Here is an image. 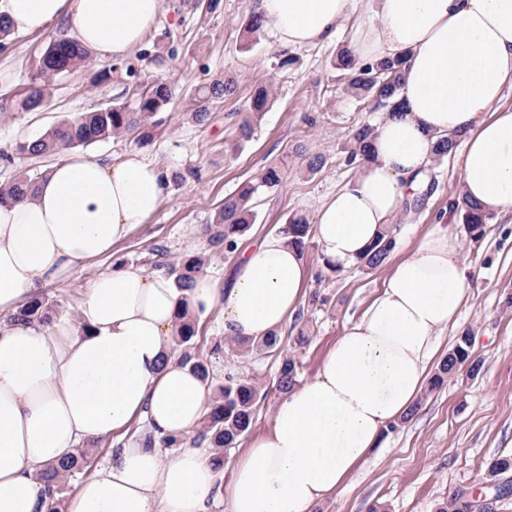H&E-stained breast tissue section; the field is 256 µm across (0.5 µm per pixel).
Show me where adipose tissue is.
Listing matches in <instances>:
<instances>
[{
    "label": "adipose tissue",
    "instance_id": "obj_1",
    "mask_svg": "<svg viewBox=\"0 0 512 512\" xmlns=\"http://www.w3.org/2000/svg\"><path fill=\"white\" fill-rule=\"evenodd\" d=\"M358 0H258L281 44L333 42ZM355 32L360 60L399 54L401 107L378 127L369 161L316 210L322 259L344 268L401 209L434 158L435 137L459 133L461 191L512 213V0H372ZM163 0H0L14 32L60 24L102 59L135 52ZM168 173L141 152L97 162L66 153L33 195L0 204V512H48L39 473L80 446L144 421L155 438L195 434L204 382L175 352L180 311H221L224 333L279 332L301 306L308 269L285 238L246 250L228 284L199 275L178 290L165 269L117 264L93 277L80 322L18 321L21 306L77 267L111 255L159 210ZM457 236L435 225L393 264L380 293L348 324L316 373L278 402L230 472L199 449L169 457L144 439L115 449L65 512H312L343 492L390 425L413 408L440 338L470 293Z\"/></svg>",
    "mask_w": 512,
    "mask_h": 512
}]
</instances>
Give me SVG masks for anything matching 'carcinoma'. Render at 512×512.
I'll use <instances>...</instances> for the list:
<instances>
[{"mask_svg":"<svg viewBox=\"0 0 512 512\" xmlns=\"http://www.w3.org/2000/svg\"><path fill=\"white\" fill-rule=\"evenodd\" d=\"M265 27V20L259 14L249 17L243 30V45L249 46L260 39ZM88 51L75 41L60 39L49 44L39 60L36 72L29 78L27 86L19 93L14 106L23 112H37L47 105L49 82L75 68L86 64ZM404 61L391 58L378 62H360L348 49L341 50L333 67L348 75V87L357 95L370 98L378 107L394 110L399 105V93L402 86ZM236 83L232 78H217L200 86L193 96L190 112L193 118L203 123L207 121V103L212 99L230 96L235 92ZM134 105L114 102L106 108L84 112L67 118L47 130L34 141H23L16 145L17 154L23 159L42 158L55 154L62 147H88L98 142L122 137L130 133L137 134L140 143L151 139L153 131L161 125V114L167 111L171 102L172 91L163 80L156 78L146 85L135 87ZM274 96L266 87L257 89L251 98L249 111L239 123L241 140L251 137L254 124L273 104ZM377 126L363 123L351 134L349 162L358 157H370L371 145ZM460 135L449 134L437 136L434 158L441 161L456 148ZM40 174L32 169L20 168L12 181L0 186V203L8 199H21L27 196ZM281 182V171L276 167L265 170L260 178V185L248 184L233 197L224 200L214 218V232L210 236L213 248L226 254H233L239 248L240 239L256 221L254 197L259 187L273 188ZM449 209L456 213L464 224L468 236L474 240L483 237L490 214L477 204L458 198L452 201ZM396 228L389 225L367 252L358 258L357 263L366 270H374L390 259L395 247ZM278 233L289 244L306 252L312 244L311 224L304 217H293L281 225ZM210 262L205 255H188L170 266L175 274V286L181 290L192 286L196 276L203 273ZM52 318L51 307L47 303L34 300L24 305L14 316L16 320H38L48 322ZM196 319L183 324L178 346L180 360L201 376L210 392L208 409L203 417L200 430L193 442L206 444L214 452L213 460L218 467L224 466V452L236 445L251 430L255 418V405L261 395V389L253 379L238 374L227 373L224 379H215L209 362L193 354L191 341L196 336ZM236 343L244 346L250 355L271 354L278 350L279 338L272 334L255 340L238 339ZM471 338L464 334L457 337L453 347L431 377L428 391L440 389L449 378L462 368L477 373L482 367L479 360L470 352ZM298 361L292 356H284L278 376V387L287 391L297 383ZM88 449L61 460L57 465L45 469L41 479L48 487L51 497V512H64L63 494L68 479L79 472L86 461ZM512 470V457H499L488 464V472L494 478L492 489L496 500L512 496V483L499 481V476ZM469 493L460 488L446 502L439 504L436 512H464L469 508Z\"/></svg>","mask_w":512,"mask_h":512,"instance_id":"obj_1","label":"carcinoma"}]
</instances>
